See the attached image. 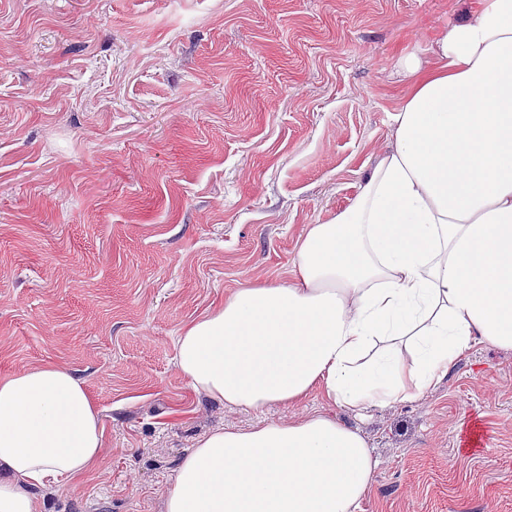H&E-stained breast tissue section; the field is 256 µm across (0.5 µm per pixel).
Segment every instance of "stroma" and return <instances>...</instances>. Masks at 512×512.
<instances>
[{"label":"stroma","mask_w":512,"mask_h":512,"mask_svg":"<svg viewBox=\"0 0 512 512\" xmlns=\"http://www.w3.org/2000/svg\"><path fill=\"white\" fill-rule=\"evenodd\" d=\"M464 0H0V376L55 364L104 429L41 512H164L184 456L258 418L194 394L182 327L291 278L395 143L406 58ZM379 461L357 512H512V350L414 400L337 410ZM480 424L486 451L465 448Z\"/></svg>","instance_id":"1"}]
</instances>
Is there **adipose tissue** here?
Returning <instances> with one entry per match:
<instances>
[{
  "instance_id": "adipose-tissue-1",
  "label": "adipose tissue",
  "mask_w": 512,
  "mask_h": 512,
  "mask_svg": "<svg viewBox=\"0 0 512 512\" xmlns=\"http://www.w3.org/2000/svg\"><path fill=\"white\" fill-rule=\"evenodd\" d=\"M434 55L409 63L393 150L349 207L306 226L291 280L239 289L182 328L176 364L194 392L295 415L199 439L166 512H356L378 461L333 408L415 399L478 337L512 350V0H475ZM315 392L329 412H303ZM102 451L73 372L0 377V512H40L38 490L77 481Z\"/></svg>"
}]
</instances>
